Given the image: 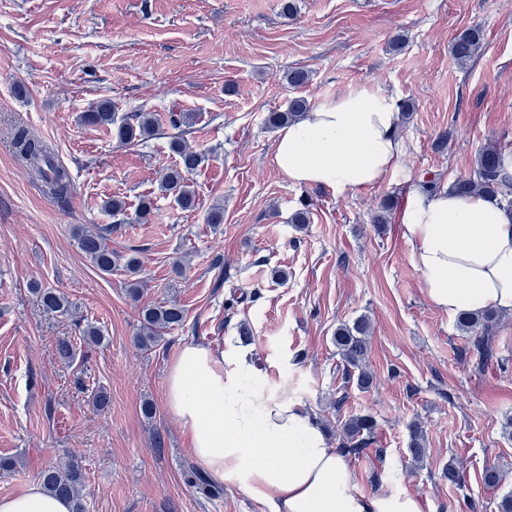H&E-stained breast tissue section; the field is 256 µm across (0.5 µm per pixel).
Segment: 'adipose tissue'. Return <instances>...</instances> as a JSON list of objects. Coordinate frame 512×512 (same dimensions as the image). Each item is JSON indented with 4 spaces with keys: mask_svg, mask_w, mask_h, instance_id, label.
<instances>
[{
    "mask_svg": "<svg viewBox=\"0 0 512 512\" xmlns=\"http://www.w3.org/2000/svg\"><path fill=\"white\" fill-rule=\"evenodd\" d=\"M400 112L380 91L359 87L314 106L281 129L273 162L292 184L357 190L388 182L403 146ZM428 301L454 315L495 308L512 313V213L479 195L417 192L403 217ZM247 353L184 345L166 380V405L188 432L190 452L212 477L270 512H420L411 496L357 492L353 475L324 430L299 403L265 392ZM0 512H70L31 482L1 497Z\"/></svg>",
    "mask_w": 512,
    "mask_h": 512,
    "instance_id": "adipose-tissue-1",
    "label": "adipose tissue"
}]
</instances>
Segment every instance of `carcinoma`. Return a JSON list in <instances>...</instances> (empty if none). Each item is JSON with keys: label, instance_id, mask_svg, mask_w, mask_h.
<instances>
[{"label": "carcinoma", "instance_id": "cac0c4a2", "mask_svg": "<svg viewBox=\"0 0 512 512\" xmlns=\"http://www.w3.org/2000/svg\"><path fill=\"white\" fill-rule=\"evenodd\" d=\"M483 40V31L479 26L474 25L463 30L452 41L453 57L462 65L470 62L481 50ZM311 109V102L307 98L295 96L288 100L285 111L269 113L267 123L272 128L296 124ZM80 119L86 125L106 130L115 128L116 139L121 144L138 143L155 135L154 123L146 113L135 112L119 122L116 113L112 112V102L106 99L82 113ZM13 145L18 158L40 172L48 195L61 204L67 203L72 193L73 177L70 169L58 159L49 145L25 127L15 129ZM170 147L178 156V163L163 176L161 190L173 197L181 208L189 209L194 206L195 191L188 183V175L205 162L206 157L177 137L171 140ZM502 171L500 148L495 144H488L478 151L470 174L455 179L448 189L460 196L483 195L512 210V189L509 188ZM113 230L112 226L89 227L84 224L77 225L72 230V236L80 250L89 256L101 272L107 274L118 263V258L109 245ZM123 267L134 277L127 292L137 301L141 288L135 276L141 272V261L131 255ZM32 290L40 295L46 309L76 318V326L83 341L91 345L104 343L105 336L99 327L90 323L84 325L77 319L75 304L36 282L32 284ZM185 317V310L172 301L143 305L140 309V329L133 337L134 344L141 350L151 349L163 332L182 326ZM499 321V312L492 308L458 314L457 326L469 338V351L475 354L476 368L480 370L497 359L496 329ZM370 328L369 320L361 318L351 325L340 326L334 336L345 384H354L360 390L370 388L374 379L366 366ZM409 429V460L417 464L426 456V439L418 423H411ZM375 430L376 420L370 414H351L345 418H337L336 440L339 452L344 456L354 457L366 453L373 444ZM40 478L45 489L70 503L71 512H86L83 475L75 458L71 457L61 465L42 471Z\"/></svg>", "mask_w": 512, "mask_h": 512}]
</instances>
